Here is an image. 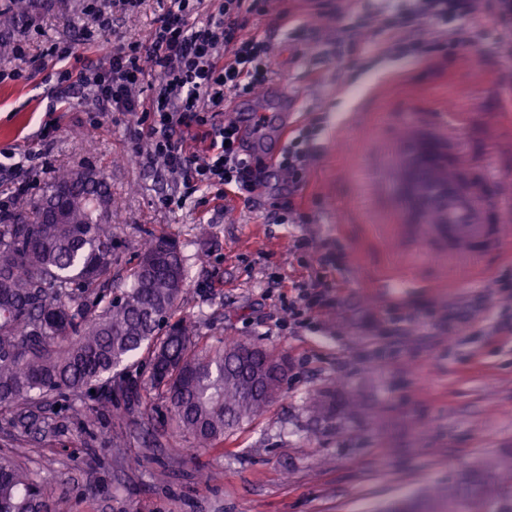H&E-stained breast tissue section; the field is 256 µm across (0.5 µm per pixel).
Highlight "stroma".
<instances>
[{
	"label": "stroma",
	"mask_w": 512,
	"mask_h": 512,
	"mask_svg": "<svg viewBox=\"0 0 512 512\" xmlns=\"http://www.w3.org/2000/svg\"><path fill=\"white\" fill-rule=\"evenodd\" d=\"M294 13L291 25L278 19ZM378 0H357L354 16L328 8L312 17L305 0H267L252 19L267 40L272 69L267 87L240 93L232 110L278 111L275 87L296 99L294 129L313 130L301 184L273 164L286 141L262 126L247 133L266 183L244 193L232 213L213 209L208 191L168 208L175 184L144 167L134 153L131 118L115 112L91 126V102L57 98L41 67L51 44L85 51L92 22L82 0H29L21 21L0 26V44L23 42L26 62L0 51V69L24 68L25 78L0 83V148L32 147L42 122L60 129L48 155L46 190L60 169L93 167L111 190L114 272L125 275L139 241L175 239L189 258L180 315L212 338L247 339L286 354L288 384L251 423L219 448L191 447L181 435H151L165 420L158 401L129 415L123 403L87 433H79L75 395L47 405L45 435L14 447L52 487L65 489L73 512H387L432 483L448 484L469 465L512 450V298L493 294V280L512 277V258L486 253L471 278L448 264L442 244L400 205L392 150L404 129L436 136L457 164L488 189L512 182V34L496 13L473 20H430L443 47L400 56L355 48L337 55L327 44L337 25L377 14ZM464 31L462 46L447 42ZM455 122H446L448 113ZM305 224L280 223L288 205ZM307 239L310 253H292ZM340 256L325 270L309 256ZM325 273V304L289 324L296 283ZM412 281L400 300L387 285ZM468 319L447 330L449 310ZM432 315V335L411 328L398 346L377 357L364 320L405 321ZM320 393L323 414L311 412ZM120 435L124 449L109 439Z\"/></svg>",
	"instance_id": "obj_1"
}]
</instances>
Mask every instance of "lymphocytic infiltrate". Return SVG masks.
<instances>
[{"instance_id":"lymphocytic-infiltrate-1","label":"lymphocytic infiltrate","mask_w":512,"mask_h":512,"mask_svg":"<svg viewBox=\"0 0 512 512\" xmlns=\"http://www.w3.org/2000/svg\"><path fill=\"white\" fill-rule=\"evenodd\" d=\"M205 0H165L146 41L110 45L115 14L137 13L141 0H83L97 36L95 57L74 46L52 44L48 57L58 62L56 93L65 99L90 94L98 114L128 112L137 117V154L148 167H163L177 190L167 207H181L206 190L217 208L230 210L238 191H255L265 173L252 165L245 132L237 122L217 116L237 93L264 87L270 73L269 47L250 26L263 15L265 0H219L204 11ZM512 17V0H388L376 15L385 32L379 46L386 55L414 53L422 38L411 32L409 15L448 19L476 16L486 4ZM59 131L57 120L41 126L38 149L0 150V176L11 189L0 193V216L11 214L44 170V159Z\"/></svg>"}]
</instances>
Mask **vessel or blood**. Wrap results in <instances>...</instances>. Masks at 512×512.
<instances>
[{
	"instance_id": "obj_1",
	"label": "vessel or blood",
	"mask_w": 512,
	"mask_h": 512,
	"mask_svg": "<svg viewBox=\"0 0 512 512\" xmlns=\"http://www.w3.org/2000/svg\"><path fill=\"white\" fill-rule=\"evenodd\" d=\"M407 185L402 196L404 207L415 201H425L443 216L442 223L433 225V235L444 242L448 263L463 267L478 259L481 253L502 250L503 225L512 220V194H500L496 203L500 221L488 223L486 205L481 197L459 192L456 181H443L437 173L427 172L414 158H406L402 169Z\"/></svg>"
}]
</instances>
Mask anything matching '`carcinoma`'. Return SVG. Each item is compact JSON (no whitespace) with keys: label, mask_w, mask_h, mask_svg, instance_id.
I'll return each instance as SVG.
<instances>
[{"label":"carcinoma","mask_w":512,"mask_h":512,"mask_svg":"<svg viewBox=\"0 0 512 512\" xmlns=\"http://www.w3.org/2000/svg\"><path fill=\"white\" fill-rule=\"evenodd\" d=\"M12 0L0 24L23 17ZM66 169L38 200L0 219V415L17 441L38 429L36 409L49 398L96 389L82 426L122 397L126 411L153 395L194 448H218L284 391L275 353L246 360L238 340L211 343L175 318L186 293L187 257L164 235L144 243L129 285L112 295V225L93 197L104 181ZM62 211L60 224L45 211ZM145 367L132 381L127 373ZM486 481L474 493L450 483L427 488L420 512H512V452L480 461ZM0 512H69V498L48 487L13 454H0Z\"/></svg>","instance_id":"1"}]
</instances>
